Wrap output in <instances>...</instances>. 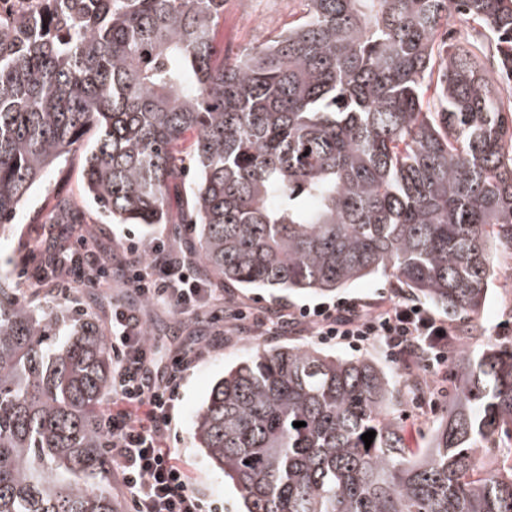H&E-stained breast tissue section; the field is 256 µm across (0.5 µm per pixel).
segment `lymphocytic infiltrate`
Wrapping results in <instances>:
<instances>
[{"mask_svg": "<svg viewBox=\"0 0 512 512\" xmlns=\"http://www.w3.org/2000/svg\"><path fill=\"white\" fill-rule=\"evenodd\" d=\"M130 259L120 272L77 241L72 252L57 257L59 299L71 296L74 282L103 288L120 277L128 290L156 306L187 315L203 305L218 306L215 289L206 286L194 265L173 257L162 240L148 253L128 245ZM238 322L260 336L290 325L304 326L319 342L352 349L375 344L396 362L419 356V365L440 375L448 368L455 327L434 310L411 298H391L369 311L342 300L333 304L290 307L270 320L240 309ZM108 340L112 348V402L103 417L106 451L122 477L132 512H222L219 503L195 487L169 444L174 411L184 375L201 348L162 351L146 334L141 317L123 301L112 304Z\"/></svg>", "mask_w": 512, "mask_h": 512, "instance_id": "lymphocytic-infiltrate-1", "label": "lymphocytic infiltrate"}]
</instances>
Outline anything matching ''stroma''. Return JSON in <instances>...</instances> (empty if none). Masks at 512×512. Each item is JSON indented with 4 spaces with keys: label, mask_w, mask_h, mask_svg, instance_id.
<instances>
[{
    "label": "stroma",
    "mask_w": 512,
    "mask_h": 512,
    "mask_svg": "<svg viewBox=\"0 0 512 512\" xmlns=\"http://www.w3.org/2000/svg\"><path fill=\"white\" fill-rule=\"evenodd\" d=\"M301 0H226L224 16L216 32L218 49L239 52L258 40L278 34L302 13ZM70 203L79 221L75 224H50L47 213L58 201ZM144 242L162 237L166 248L174 255L185 258L193 248V233L186 224H109L84 201L83 153L70 152L61 164L54 168L34 191L21 212L11 232L0 234V275L9 278L19 288L22 296L41 308L51 307L57 300L51 291L33 254L57 255L84 238L95 249L112 259L113 268H120L127 259L125 246L128 236ZM500 278L480 317L484 334L490 340H498L501 325H512V252L503 251L500 260ZM406 289L394 279L380 276L340 289L335 293L291 295L272 288L227 287L221 292L225 310L248 307L254 313L269 317L281 308L292 305L322 302L334 303L341 299L353 300L363 306H371L378 300L405 294ZM124 299L131 306L139 307L141 316L154 340L165 350L185 349L205 336L210 340L202 359L191 364L185 373L184 390L179 403L171 439L181 461L194 482L207 494L223 499L224 512H238L239 495L235 487L216 470L198 448L193 434V421L212 381L221 376L224 368L249 356L256 345L272 343H313L307 329L298 326L277 336L257 337L248 331L233 330L216 335V327L210 321V308H202L192 317L157 306L140 304L135 295L126 292L120 281L111 286L90 289L75 286L70 307L83 311L101 328H108L115 299ZM365 355L387 366L396 384L405 396L403 410L406 437L411 447L423 444V437L437 425L440 415L448 406L450 380L431 378V393L420 396L413 392L405 377L402 365L389 361L376 347H368Z\"/></svg>",
    "instance_id": "obj_1"
}]
</instances>
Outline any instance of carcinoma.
Returning a JSON list of instances; mask_svg holds the SVG:
<instances>
[{
	"instance_id": "obj_1",
	"label": "carcinoma",
	"mask_w": 512,
	"mask_h": 512,
	"mask_svg": "<svg viewBox=\"0 0 512 512\" xmlns=\"http://www.w3.org/2000/svg\"><path fill=\"white\" fill-rule=\"evenodd\" d=\"M34 2L0 12V232L81 148L88 200L191 225L206 277L325 294L388 276L462 320L421 448L366 356L258 347L225 370L193 428L242 512H512V341L468 348L512 250V0H302L234 55L225 0ZM111 388L98 324L0 278V512H120Z\"/></svg>"
}]
</instances>
